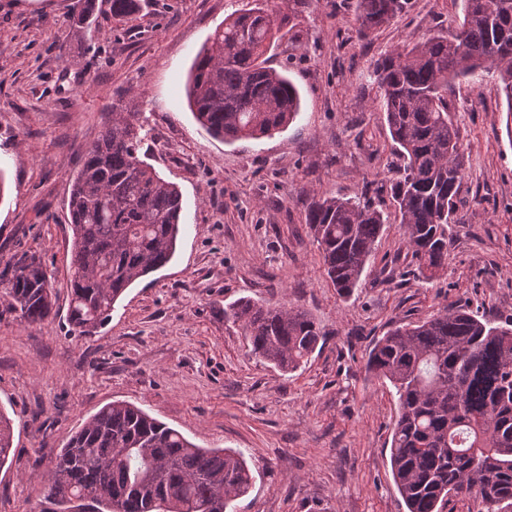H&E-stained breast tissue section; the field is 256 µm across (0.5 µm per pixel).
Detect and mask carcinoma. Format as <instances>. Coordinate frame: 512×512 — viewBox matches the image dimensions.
<instances>
[{
	"label": "carcinoma",
	"mask_w": 512,
	"mask_h": 512,
	"mask_svg": "<svg viewBox=\"0 0 512 512\" xmlns=\"http://www.w3.org/2000/svg\"><path fill=\"white\" fill-rule=\"evenodd\" d=\"M313 0H275L224 20L197 54L187 96L196 120L227 142L282 131L299 114L300 94L264 55ZM462 22L409 42L377 61V95L399 160L388 214L362 196L313 197L305 213L324 271L350 296L388 224H399L428 279L448 257L465 176L448 90L495 68L512 115V0H463ZM407 0H356L354 25L366 37ZM127 17L140 0H110ZM145 127L135 100L112 106L98 140L71 179L69 321L93 332L131 284L165 266L181 232L182 195L141 157ZM0 299L28 325L51 316L55 295L41 257L14 255L0 270ZM249 353L284 374L301 368L323 341L305 310L241 299L224 310ZM366 372L395 390L393 481L407 512H439L451 496L484 512L512 509V318L496 323L450 305L398 325L373 341ZM253 477L243 454L200 448L127 402L92 416L38 477L49 512H230Z\"/></svg>",
	"instance_id": "cac0c4a2"
}]
</instances>
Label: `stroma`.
<instances>
[{
	"label": "stroma",
	"instance_id": "1",
	"mask_svg": "<svg viewBox=\"0 0 512 512\" xmlns=\"http://www.w3.org/2000/svg\"><path fill=\"white\" fill-rule=\"evenodd\" d=\"M257 0H140L128 18L97 0H0V267L41 256L50 319L0 314V411L13 453L0 512H38L36 476L85 421L125 401L203 448L242 452L253 476L237 512H406L390 466L398 415L390 384L365 371L374 339L445 305L512 316V136L494 72L448 97L466 156L448 260L420 276L400 225H387L350 297L327 278L304 217L313 195H367L393 211L392 140L375 99V59L462 19V0H408L368 38L355 0H316L278 33L266 64L299 88L302 108L259 140L212 137L185 85L197 51ZM138 102L141 151L182 194L173 259L131 285L91 336L74 333L70 180L113 104ZM242 298L300 307L326 334L297 371L248 353L224 309Z\"/></svg>",
	"mask_w": 512,
	"mask_h": 512
}]
</instances>
